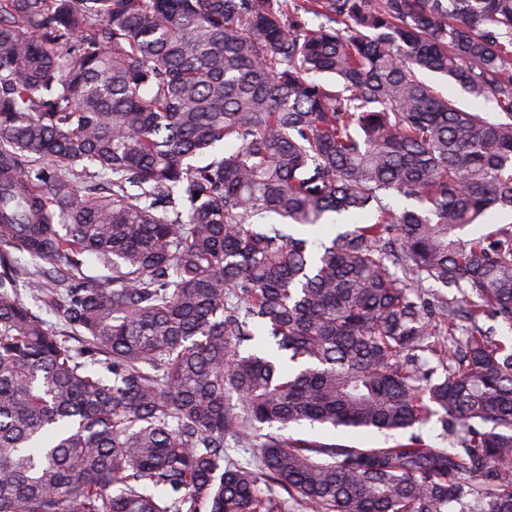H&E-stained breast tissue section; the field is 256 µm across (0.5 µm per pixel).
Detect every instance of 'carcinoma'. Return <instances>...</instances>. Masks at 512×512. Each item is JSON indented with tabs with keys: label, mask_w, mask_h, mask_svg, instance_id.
Here are the masks:
<instances>
[{
	"label": "carcinoma",
	"mask_w": 512,
	"mask_h": 512,
	"mask_svg": "<svg viewBox=\"0 0 512 512\" xmlns=\"http://www.w3.org/2000/svg\"><path fill=\"white\" fill-rule=\"evenodd\" d=\"M508 210L512 0H0V512H512ZM426 81L435 87L438 91L445 95H448L451 99L456 101L457 105L465 110L476 109L479 112H491V108L488 105H483L481 102H474L472 99L463 94L459 88L451 85L445 79L436 75H427ZM286 434L293 439L336 443L349 448H389L404 438L400 434L388 436L371 429L338 431L318 424L311 427L306 423L291 427Z\"/></svg>",
	"instance_id": "carcinoma-1"
}]
</instances>
